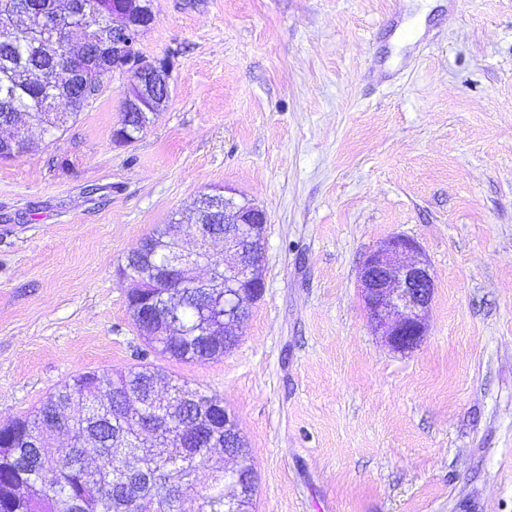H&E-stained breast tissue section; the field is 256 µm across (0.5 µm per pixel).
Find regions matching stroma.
Returning a JSON list of instances; mask_svg holds the SVG:
<instances>
[{
  "mask_svg": "<svg viewBox=\"0 0 512 512\" xmlns=\"http://www.w3.org/2000/svg\"><path fill=\"white\" fill-rule=\"evenodd\" d=\"M155 0L171 95L113 141L109 78L58 140L0 160V425L88 370L220 398L254 512H512V0ZM215 187L262 207L265 292L224 357L151 352L126 255ZM404 235L428 333L392 351L359 270ZM239 455H241L247 462V470L251 474L247 484L244 486L242 491L241 499L237 502L236 507L239 511L237 512H251L253 508V499L256 492L257 475L253 463L252 450L248 446V442L243 436H239L238 439Z\"/></svg>",
  "mask_w": 512,
  "mask_h": 512,
  "instance_id": "1",
  "label": "stroma"
}]
</instances>
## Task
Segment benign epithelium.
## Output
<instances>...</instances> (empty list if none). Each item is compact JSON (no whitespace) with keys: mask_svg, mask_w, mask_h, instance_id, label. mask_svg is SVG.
<instances>
[{"mask_svg":"<svg viewBox=\"0 0 512 512\" xmlns=\"http://www.w3.org/2000/svg\"><path fill=\"white\" fill-rule=\"evenodd\" d=\"M156 12L153 0H121L112 16L101 21L87 17L67 21L61 28L65 44L104 48L112 41L110 74L127 78L126 87L137 88V95L124 92L120 111L139 112L153 118L162 110L157 92L170 93V69L157 58L143 53V40L153 28ZM195 245L186 249L177 235L181 224L171 227L173 257L165 268L170 288H198L211 293L224 287V333L233 334L242 319L262 297L264 239L267 216L251 203L242 204L228 188H215L201 196L196 209ZM220 241L224 244V283L211 274L197 275L200 253ZM121 276L147 288L157 272L146 268L140 273L121 269ZM359 286L367 319L376 333L394 351L408 353L417 349L427 335L434 281L429 261L417 243L408 237L391 236L364 258L359 271ZM166 394L155 396V404L145 407L152 424L169 425Z\"/></svg>","mask_w":512,"mask_h":512,"instance_id":"benign-epithelium-1","label":"benign epithelium"}]
</instances>
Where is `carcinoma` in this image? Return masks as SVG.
<instances>
[{
    "mask_svg": "<svg viewBox=\"0 0 512 512\" xmlns=\"http://www.w3.org/2000/svg\"><path fill=\"white\" fill-rule=\"evenodd\" d=\"M31 14L19 12L13 0H0V128L24 115L30 121L45 107H59L71 119L89 102L78 97L66 82L34 79L36 72L67 73L73 57L64 44L48 53L42 44L56 40L49 24L64 13L77 16L83 0H29ZM30 141L16 139L0 145V159L26 152ZM166 225L151 234L156 248L143 254L147 265H161L167 255ZM224 314V307H205L188 299L179 313L181 328L155 335L141 328L152 352L179 361L217 359L239 342L224 341V326L210 319ZM159 375L148 370L105 369L80 373L50 393L28 417L0 426V512H137L142 503L156 504V512H178L190 499L195 512H225L224 453L213 436L211 443L186 449L163 432L132 437L138 420L149 415L139 406L149 389L157 388ZM167 386L189 394L207 406L201 421L224 432L220 399L170 380ZM72 435L73 446L64 457L52 452L56 433ZM239 455L250 473L237 502L239 512H252L257 475L252 450L244 437L238 439Z\"/></svg>",
    "mask_w": 512,
    "mask_h": 512,
    "instance_id": "obj_1",
    "label": "carcinoma"
}]
</instances>
